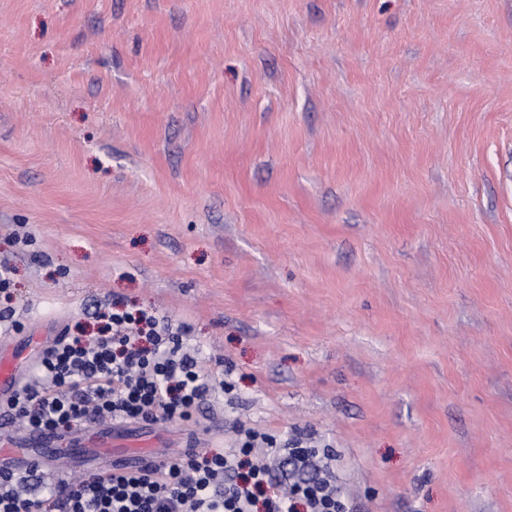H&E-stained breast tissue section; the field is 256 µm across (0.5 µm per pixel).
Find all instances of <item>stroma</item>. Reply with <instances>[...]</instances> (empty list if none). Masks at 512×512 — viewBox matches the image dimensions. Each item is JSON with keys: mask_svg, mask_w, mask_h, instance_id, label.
<instances>
[{"mask_svg": "<svg viewBox=\"0 0 512 512\" xmlns=\"http://www.w3.org/2000/svg\"><path fill=\"white\" fill-rule=\"evenodd\" d=\"M0 252L23 369L120 305L232 383L132 446L239 419L359 512H512V0H0Z\"/></svg>", "mask_w": 512, "mask_h": 512, "instance_id": "obj_1", "label": "stroma"}]
</instances>
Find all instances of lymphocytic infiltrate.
Here are the masks:
<instances>
[{
    "label": "lymphocytic infiltrate",
    "instance_id": "1",
    "mask_svg": "<svg viewBox=\"0 0 512 512\" xmlns=\"http://www.w3.org/2000/svg\"><path fill=\"white\" fill-rule=\"evenodd\" d=\"M99 336L57 337L7 408L31 432L55 433L79 422L177 423L190 420L215 390L206 358L185 351L182 329L142 310L115 309ZM270 434L246 424L221 452L182 454L126 474L103 467L22 494L25 474L0 468V512H355L331 449H274ZM277 450V465L260 455Z\"/></svg>",
    "mask_w": 512,
    "mask_h": 512
}]
</instances>
